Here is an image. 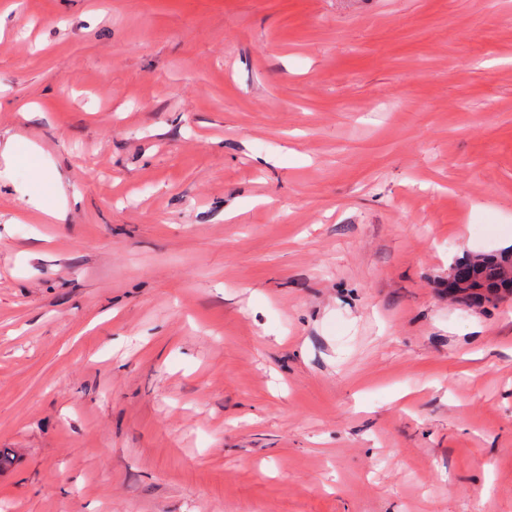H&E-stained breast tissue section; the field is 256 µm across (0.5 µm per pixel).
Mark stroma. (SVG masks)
I'll return each instance as SVG.
<instances>
[{
    "label": "stroma",
    "instance_id": "stroma-1",
    "mask_svg": "<svg viewBox=\"0 0 512 512\" xmlns=\"http://www.w3.org/2000/svg\"><path fill=\"white\" fill-rule=\"evenodd\" d=\"M18 2L0 512H512V0ZM512 252L510 258L504 251L498 255H481L473 264L476 282L474 297L488 302L499 301L512 296ZM473 271L469 266H452L448 272V288L462 299L472 293ZM510 278V281L505 279Z\"/></svg>",
    "mask_w": 512,
    "mask_h": 512
}]
</instances>
